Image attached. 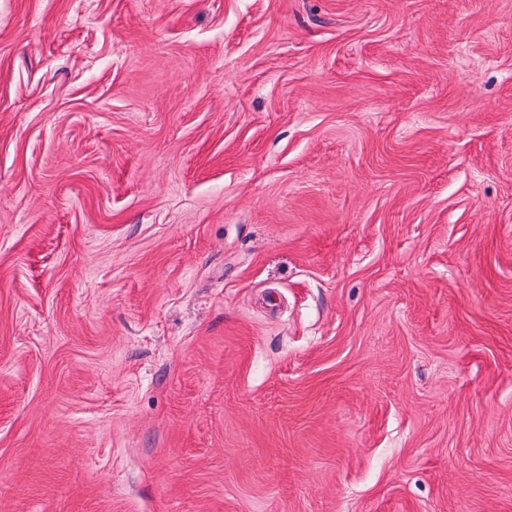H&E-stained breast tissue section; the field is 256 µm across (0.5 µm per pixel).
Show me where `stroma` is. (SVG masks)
I'll return each instance as SVG.
<instances>
[{"label": "stroma", "mask_w": 512, "mask_h": 512, "mask_svg": "<svg viewBox=\"0 0 512 512\" xmlns=\"http://www.w3.org/2000/svg\"><path fill=\"white\" fill-rule=\"evenodd\" d=\"M0 512H512V0H0Z\"/></svg>", "instance_id": "obj_1"}]
</instances>
